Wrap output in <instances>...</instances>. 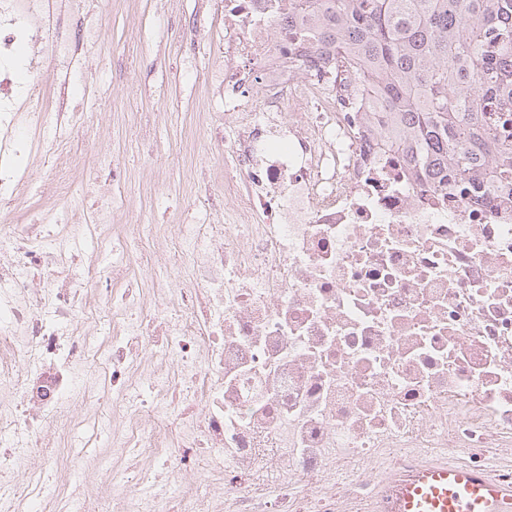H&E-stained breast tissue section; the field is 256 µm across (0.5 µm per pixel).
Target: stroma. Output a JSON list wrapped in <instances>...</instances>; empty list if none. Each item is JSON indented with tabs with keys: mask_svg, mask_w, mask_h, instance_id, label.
<instances>
[{
	"mask_svg": "<svg viewBox=\"0 0 512 512\" xmlns=\"http://www.w3.org/2000/svg\"><path fill=\"white\" fill-rule=\"evenodd\" d=\"M47 15H33L41 31L58 18L60 33L77 43L67 70L55 78L72 118L67 154L48 161L39 151L27 159L29 180L41 182L48 166L64 172L72 197L67 223L97 219L87 184L115 193L128 206L124 224L139 214L148 224L168 223L172 212L207 213L224 221V161L211 139L224 123V91L212 65L224 43V0H85L87 20L105 18L97 42H82L80 22L65 0H45ZM82 165H74V158ZM216 196L202 205L200 182Z\"/></svg>",
	"mask_w": 512,
	"mask_h": 512,
	"instance_id": "stroma-1",
	"label": "stroma"
}]
</instances>
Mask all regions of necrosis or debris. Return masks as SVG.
Returning a JSON list of instances; mask_svg holds the SVG:
<instances>
[{
    "mask_svg": "<svg viewBox=\"0 0 512 512\" xmlns=\"http://www.w3.org/2000/svg\"><path fill=\"white\" fill-rule=\"evenodd\" d=\"M42 7L0 0V512H372L444 461L512 483V195L428 187L354 70L300 63L288 0H224L223 223H9ZM89 233L111 274L62 254ZM161 237L186 274L138 287ZM107 394L111 441L73 456Z\"/></svg>",
    "mask_w": 512,
    "mask_h": 512,
    "instance_id": "1",
    "label": "necrosis or debris"
}]
</instances>
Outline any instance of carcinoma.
<instances>
[{
	"label": "carcinoma",
	"instance_id": "obj_1",
	"mask_svg": "<svg viewBox=\"0 0 512 512\" xmlns=\"http://www.w3.org/2000/svg\"><path fill=\"white\" fill-rule=\"evenodd\" d=\"M293 32L357 72L410 135L413 168L512 190V0H288Z\"/></svg>",
	"mask_w": 512,
	"mask_h": 512
}]
</instances>
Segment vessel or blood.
Masks as SVG:
<instances>
[{"mask_svg": "<svg viewBox=\"0 0 512 512\" xmlns=\"http://www.w3.org/2000/svg\"><path fill=\"white\" fill-rule=\"evenodd\" d=\"M384 512H512V483L458 463H442L394 476L386 484Z\"/></svg>", "mask_w": 512, "mask_h": 512, "instance_id": "obj_1", "label": "vessel or blood"}]
</instances>
